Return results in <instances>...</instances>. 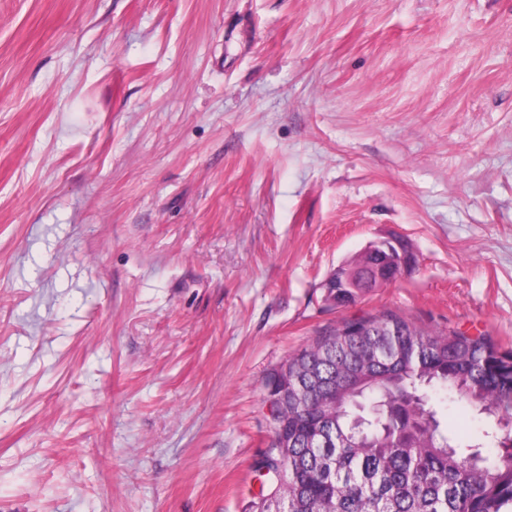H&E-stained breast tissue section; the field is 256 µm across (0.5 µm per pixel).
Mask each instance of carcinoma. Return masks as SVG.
<instances>
[{
	"mask_svg": "<svg viewBox=\"0 0 512 512\" xmlns=\"http://www.w3.org/2000/svg\"><path fill=\"white\" fill-rule=\"evenodd\" d=\"M336 288V297L372 288ZM272 440L254 464V512H512V350L380 314L345 323L288 357ZM485 420L478 441L444 426L436 398Z\"/></svg>",
	"mask_w": 512,
	"mask_h": 512,
	"instance_id": "1",
	"label": "carcinoma"
}]
</instances>
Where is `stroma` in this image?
Wrapping results in <instances>:
<instances>
[{"label":"stroma","instance_id":"obj_1","mask_svg":"<svg viewBox=\"0 0 512 512\" xmlns=\"http://www.w3.org/2000/svg\"><path fill=\"white\" fill-rule=\"evenodd\" d=\"M384 312L512 350V0H0V512H250L270 374ZM368 252L377 258L374 270L379 287L392 281V277H386L389 270L393 271L396 266H399L402 273L408 271L415 262L414 255L409 247L402 240L395 237L371 242L365 253ZM395 252L398 253V256Z\"/></svg>","mask_w":512,"mask_h":512}]
</instances>
